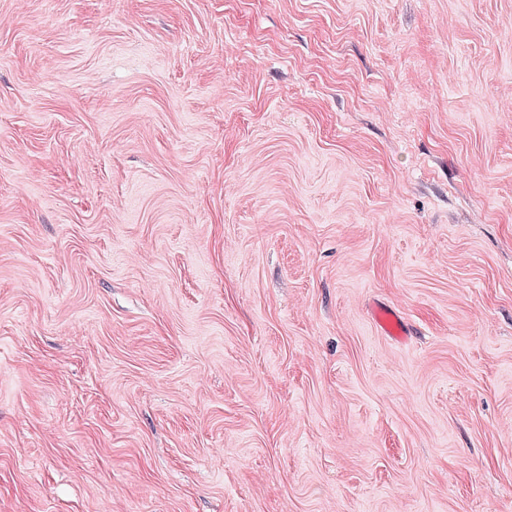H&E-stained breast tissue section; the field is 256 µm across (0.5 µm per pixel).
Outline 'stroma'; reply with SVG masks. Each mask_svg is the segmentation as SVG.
<instances>
[{"label":"stroma","instance_id":"1","mask_svg":"<svg viewBox=\"0 0 512 512\" xmlns=\"http://www.w3.org/2000/svg\"><path fill=\"white\" fill-rule=\"evenodd\" d=\"M0 512H512V0H0ZM370 315L384 336H390L397 342H404L408 336V328L402 316L392 307L385 304H374Z\"/></svg>","mask_w":512,"mask_h":512}]
</instances>
